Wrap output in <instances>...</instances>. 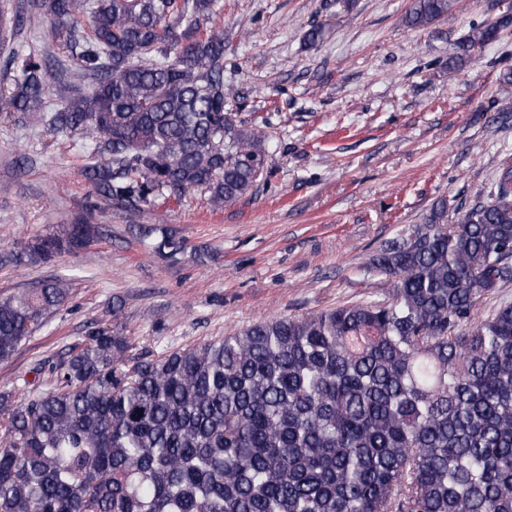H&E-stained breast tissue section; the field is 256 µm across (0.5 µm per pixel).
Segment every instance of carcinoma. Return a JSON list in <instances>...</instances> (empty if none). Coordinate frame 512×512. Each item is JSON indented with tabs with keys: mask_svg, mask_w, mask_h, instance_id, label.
Instances as JSON below:
<instances>
[{
	"mask_svg": "<svg viewBox=\"0 0 512 512\" xmlns=\"http://www.w3.org/2000/svg\"><path fill=\"white\" fill-rule=\"evenodd\" d=\"M451 0H412L413 28ZM0 9L9 105L77 138L97 160L93 193L137 208L208 193L219 208L268 174L267 125L227 108L219 0H37ZM60 55L8 47L41 15ZM512 13L477 25L462 53L494 42ZM73 69L81 84L63 81ZM58 83L55 107L46 88ZM438 200L371 255L382 297L276 316L157 359L99 326L48 368L51 388L0 394V512H512V303L477 317L512 280V164L459 224ZM154 253L186 242L138 225ZM59 224L4 253L50 262L97 242ZM69 294L45 281L0 300V361Z\"/></svg>",
	"mask_w": 512,
	"mask_h": 512,
	"instance_id": "obj_1",
	"label": "carcinoma"
}]
</instances>
